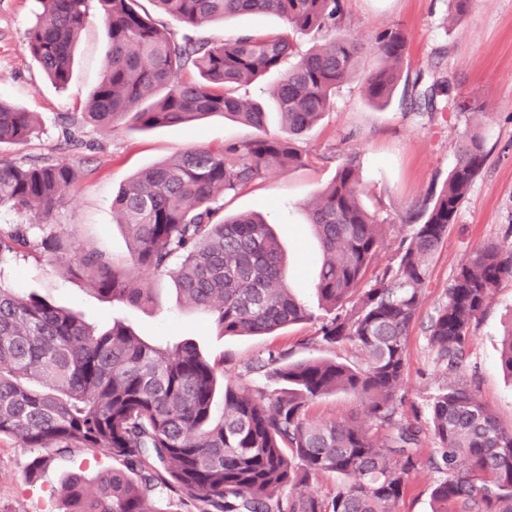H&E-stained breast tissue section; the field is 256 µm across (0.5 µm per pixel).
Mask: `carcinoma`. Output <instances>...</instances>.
Returning <instances> with one entry per match:
<instances>
[{"label": "carcinoma", "instance_id": "cac0c4a2", "mask_svg": "<svg viewBox=\"0 0 512 512\" xmlns=\"http://www.w3.org/2000/svg\"><path fill=\"white\" fill-rule=\"evenodd\" d=\"M89 0H39L25 45L49 79L68 86L74 51L89 23ZM107 32L106 65L85 120L108 129L122 120L148 129L230 116L257 131L221 149L195 146L139 173L112 200L131 242V262L116 264L86 247L73 258L60 234L40 247L74 278L109 302L146 306L143 274L169 276L184 303L210 312L225 335H264L315 319L291 292L286 258L271 225L251 215L224 216L220 201L275 167L304 164L298 143L333 107L336 90L357 78L361 48L345 33L347 0H155L182 24L176 39L139 13L135 0H97ZM243 12L278 15L276 32L195 40L201 25ZM319 34L301 52L296 35ZM408 36L398 25L379 32V64L362 78L367 100L387 106L402 81ZM199 79L186 81L188 67ZM282 130H266L265 112L238 96L270 72ZM410 98L418 109L442 103L458 112L476 106L450 97V82L417 76ZM37 132L35 113L0 101V147L22 145ZM488 157L477 132L456 146V162L437 189L411 207L396 265L367 288L364 275L381 245V225L360 203L359 165L348 156L311 205L309 224L322 261L316 282L326 312L309 343L351 345L366 367L329 358L289 360L286 349L258 360L281 388L252 393L222 388L216 410V365L187 341L149 342L115 319L98 331L77 312L0 285V438L41 448L30 473L52 456L80 448L112 455L120 467L88 481L72 474L62 489L65 512H160L169 495L180 512H397L412 475H441L431 512H512V424L500 422L464 372L473 331L491 296L512 282V248L490 244L457 270L447 300L425 328L430 351L453 380L418 411L398 416L408 337L417 319L427 262L455 223L459 204ZM82 172L59 160L16 163L0 158V210L49 226ZM30 246L19 227L0 228V261ZM355 395L380 439L349 417L317 423L309 405L336 392ZM435 448L423 458L427 432ZM322 474L342 482L326 494L306 490ZM290 489L287 496L278 495Z\"/></svg>", "mask_w": 512, "mask_h": 512}]
</instances>
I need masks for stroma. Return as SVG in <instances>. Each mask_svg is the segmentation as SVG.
<instances>
[{"label": "stroma", "mask_w": 512, "mask_h": 512, "mask_svg": "<svg viewBox=\"0 0 512 512\" xmlns=\"http://www.w3.org/2000/svg\"><path fill=\"white\" fill-rule=\"evenodd\" d=\"M37 0H0V99L36 113L39 132L25 145L0 150V157L24 162L46 158L66 161L83 172L80 184L55 211L70 251L91 243L117 263L130 259L125 229L112 210V199L140 170L193 146L223 147L250 137L251 128L220 114L189 125L133 129L128 124L102 130L81 128L79 146L66 147L61 117L81 115L104 69L105 30L90 0L91 23L82 34L70 84L52 85L25 46L24 33L35 19ZM400 26L409 36L403 74L451 77L453 94L478 104L475 112H416L401 96L385 108L369 104L360 80L341 86L334 107L300 141L305 164L278 170L224 200L226 214H261L272 224L288 257L286 272L293 293L313 312L321 308L315 291L321 250L308 223V210L331 181L339 161L349 154L360 162L361 199L383 226L382 245L365 276L372 284L396 261L406 235L400 218L432 187L441 184L456 162L455 147L467 134L480 133L489 153L484 168L462 199L456 221L427 265L419 317L408 340L404 379L407 405L425 408L429 397L448 382L445 367L430 351L425 327L459 266L480 247L512 245V0H471L455 17L449 0H348L347 33L363 46L361 71L377 62L372 44L377 33ZM270 14H244L207 23L195 35L207 40L242 31L281 29ZM42 226L29 230L31 245L0 264V284L20 293H37L72 309L103 328L119 319L148 340L193 342L225 380L250 391H271L275 384L254 365L268 350L288 347L293 359L315 357L304 343L318 328L311 321L264 336H230L210 316L184 304L169 277L147 275L155 300L147 306L109 303L86 282L63 276L40 251ZM512 327V283L492 296L477 324L467 358L481 400L506 424L512 423V381L500 365L501 338ZM38 451L0 439V512H62L59 490L72 473L87 479L114 467L111 455L80 449L54 457L37 475L27 472Z\"/></svg>", "instance_id": "1"}]
</instances>
